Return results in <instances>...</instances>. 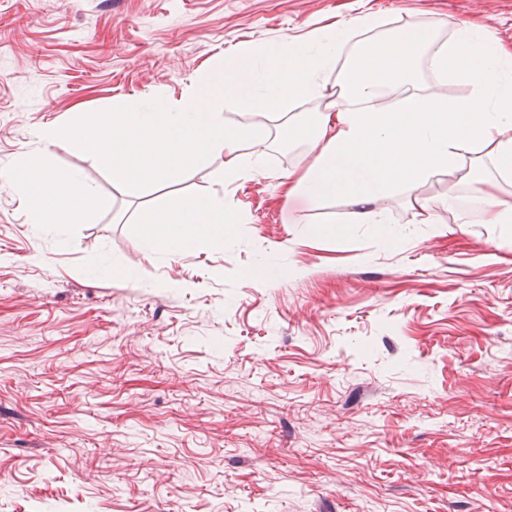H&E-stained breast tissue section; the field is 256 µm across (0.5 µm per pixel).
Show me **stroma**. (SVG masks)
<instances>
[{
  "mask_svg": "<svg viewBox=\"0 0 512 512\" xmlns=\"http://www.w3.org/2000/svg\"><path fill=\"white\" fill-rule=\"evenodd\" d=\"M366 13L512 45V0H0V512H512V226L455 178L352 224L287 196L303 146L133 197L60 145L112 200L63 227L9 179L47 123L180 101L228 46ZM184 193L223 198L229 239L144 251L129 226Z\"/></svg>",
  "mask_w": 512,
  "mask_h": 512,
  "instance_id": "obj_1",
  "label": "stroma"
}]
</instances>
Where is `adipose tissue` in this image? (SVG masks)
Instances as JSON below:
<instances>
[{
    "mask_svg": "<svg viewBox=\"0 0 512 512\" xmlns=\"http://www.w3.org/2000/svg\"><path fill=\"white\" fill-rule=\"evenodd\" d=\"M374 23L368 14L323 28L311 45L289 36L260 50L241 43L178 104L155 100L138 111L120 100L109 111L51 123L39 131L41 149L21 159L13 182L36 223L75 224L109 210L112 201L58 168L55 145L93 156L132 196L156 177L177 181L215 154L227 159L226 180L250 176L265 127L225 122L217 110L224 98L271 119L287 116L289 143H306L312 155L289 171V194L341 201L351 206L352 223H384L380 200L448 173L471 188L487 223L512 224V207H502L496 195L497 179L512 180V51L467 21L455 22L442 41L404 27L378 38L377 50L355 52L328 84L353 33ZM425 64L468 84L469 92L451 98L416 87ZM308 97L322 98L323 108L290 115L291 105ZM237 222L221 198L182 195L149 222L130 225L129 233L147 251L180 254L204 240L223 246Z\"/></svg>",
    "mask_w": 512,
    "mask_h": 512,
    "instance_id": "obj_1",
    "label": "adipose tissue"
}]
</instances>
